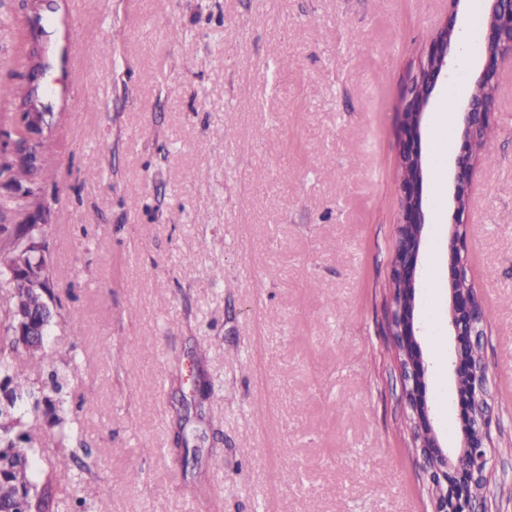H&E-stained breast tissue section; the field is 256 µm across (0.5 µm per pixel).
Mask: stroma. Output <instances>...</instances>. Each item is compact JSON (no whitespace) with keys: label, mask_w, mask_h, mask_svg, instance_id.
Here are the masks:
<instances>
[{"label":"stroma","mask_w":512,"mask_h":512,"mask_svg":"<svg viewBox=\"0 0 512 512\" xmlns=\"http://www.w3.org/2000/svg\"><path fill=\"white\" fill-rule=\"evenodd\" d=\"M76 7L86 76L44 160L36 217L62 304L48 347L59 373L80 367L65 398L82 481L58 497L89 512H432L386 319L400 112L448 0ZM485 7L460 0L466 39L421 123L419 341L435 431L453 450L452 184L435 176L459 132L434 116L481 64ZM25 14V0H0V82L28 69ZM468 222L493 414L487 494L512 512V61Z\"/></svg>","instance_id":"1"}]
</instances>
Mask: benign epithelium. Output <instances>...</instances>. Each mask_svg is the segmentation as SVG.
Instances as JSON below:
<instances>
[{"mask_svg": "<svg viewBox=\"0 0 512 512\" xmlns=\"http://www.w3.org/2000/svg\"><path fill=\"white\" fill-rule=\"evenodd\" d=\"M486 14L484 63L473 75L471 85L483 84L492 92L470 91L457 112L460 147L454 159L452 203L454 222L448 236L446 266L450 286L449 322L456 345L448 353V369L454 381L468 379V387H456L462 420L463 446L451 458L437 442L433 418L427 403V365L418 341L415 322V294L420 280V248L425 224L423 201L424 170L420 124L424 111L439 83L448 74L451 40L455 39L458 0H450L448 18L426 49L417 74L408 86L401 112L399 139L400 212L391 260L390 279L410 285L408 296L391 294L388 327L404 384L408 419L417 435L413 445L428 477V485L439 486L433 495V512H492L488 498L476 497L473 489L488 484L492 469L488 448L491 438V406L488 375L472 349L484 335L485 313L467 278L469 224L462 220L470 207V187L478 161L477 143L492 126L499 74L512 59V0H489ZM26 134L0 126V148L18 149Z\"/></svg>", "mask_w": 512, "mask_h": 512, "instance_id": "7a95c632", "label": "benign epithelium"}]
</instances>
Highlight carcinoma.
Instances as JSON below:
<instances>
[{
    "instance_id": "1",
    "label": "carcinoma",
    "mask_w": 512,
    "mask_h": 512,
    "mask_svg": "<svg viewBox=\"0 0 512 512\" xmlns=\"http://www.w3.org/2000/svg\"><path fill=\"white\" fill-rule=\"evenodd\" d=\"M39 137L22 149L21 155L0 164V177L13 182L27 177L28 194L39 198L37 182L46 153L54 148L52 135L44 129L57 125L59 113L42 102L33 113ZM0 279L9 288L0 291L4 331L0 336V512H36L41 505L56 506L55 512H88L81 500L45 502L51 491L76 479L70 458L62 451L64 441L78 433L77 419L69 416L58 374L40 386L31 383L29 367L44 368L52 362L45 341L20 336L13 325L18 306L27 309L37 324L53 326L57 310L44 314V294L52 293L54 270L47 248L35 246L43 236L40 224L0 225ZM26 355L19 364L10 355Z\"/></svg>"
}]
</instances>
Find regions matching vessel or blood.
Masks as SVG:
<instances>
[{
	"instance_id": "1",
	"label": "vessel or blood",
	"mask_w": 512,
	"mask_h": 512,
	"mask_svg": "<svg viewBox=\"0 0 512 512\" xmlns=\"http://www.w3.org/2000/svg\"><path fill=\"white\" fill-rule=\"evenodd\" d=\"M48 27L52 37L48 52L49 67L66 76L65 83L51 92L52 98L61 103L84 81L85 68L80 55L82 28L74 6L66 5L63 11L52 15Z\"/></svg>"
}]
</instances>
